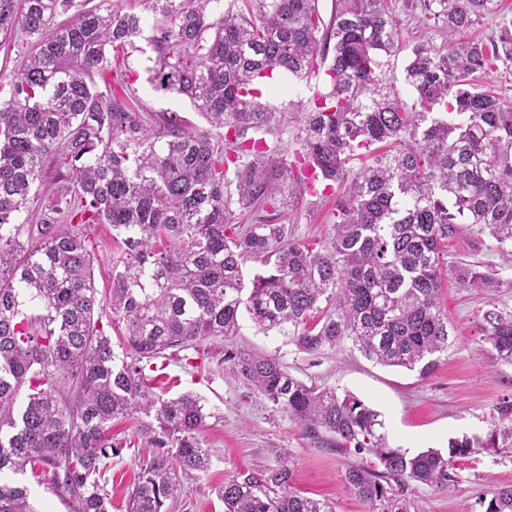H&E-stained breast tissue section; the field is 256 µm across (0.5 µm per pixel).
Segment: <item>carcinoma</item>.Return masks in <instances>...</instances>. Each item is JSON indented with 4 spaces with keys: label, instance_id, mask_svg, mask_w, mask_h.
<instances>
[{
    "label": "carcinoma",
    "instance_id": "carcinoma-1",
    "mask_svg": "<svg viewBox=\"0 0 512 512\" xmlns=\"http://www.w3.org/2000/svg\"><path fill=\"white\" fill-rule=\"evenodd\" d=\"M220 2L146 0L157 53L147 81L187 98L208 124L200 129L175 113L149 119L96 83L107 49L123 54L142 34V16L101 0L53 27L71 0H0V35L35 38L0 100V475L30 473L68 497L71 512H111L102 473L130 447L112 438V422L141 414L136 434L157 452L126 512H170L181 479L209 466L199 438L208 414L190 392L157 393L147 370L190 351L181 358L224 370L338 451L373 456L376 465L343 475L368 512H421L413 484L446 491L456 461L512 448L511 400L486 437L410 455L388 445L380 414L360 397L308 385L235 338L246 315L309 355L349 341L421 379L439 367L455 340L444 279L487 283L469 267L448 270L445 242L477 224L512 244V99L473 83L493 61L512 73V21L486 44L468 33L495 0H423L446 39L412 46L408 104L382 82L399 25L382 0H333L328 19L318 0H230L216 18ZM328 56L330 90L297 113L290 161L285 118L259 102V83L312 74ZM328 190L333 232L316 249L280 218L293 199ZM34 201L39 223H17ZM94 224L125 235L106 297L92 275ZM249 263L266 271L248 287ZM24 294L37 311L20 310ZM104 313L122 329L121 358L98 328ZM480 329L494 359L512 364V314L488 309ZM293 475L286 453L237 475L218 490L224 512H335L294 491ZM27 492L0 481V512H34ZM480 504L512 512V485Z\"/></svg>",
    "mask_w": 512,
    "mask_h": 512
}]
</instances>
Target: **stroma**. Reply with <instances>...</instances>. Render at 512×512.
<instances>
[{
    "label": "stroma",
    "instance_id": "35a3bbf8",
    "mask_svg": "<svg viewBox=\"0 0 512 512\" xmlns=\"http://www.w3.org/2000/svg\"><path fill=\"white\" fill-rule=\"evenodd\" d=\"M384 6L399 20L402 48L384 57L381 77L385 86L410 100L414 94L404 82V68L412 45L421 40L440 43L446 34L426 24L419 0H384ZM30 51L31 40L22 35L0 43V99H9L11 81ZM154 56L146 37L135 38L128 55L109 58L96 80L115 86L139 111L174 112L205 127V120L187 98L153 90L146 69ZM328 89L323 75L304 79L280 76L264 88L261 101L268 108L290 114L296 107H310L313 99ZM334 206V198L305 196L289 209L284 221L293 226L301 241H320L330 231ZM90 234L94 285L103 294L111 286L112 259L119 255L122 242L108 224L92 225ZM444 259L452 268L465 265L477 269L487 274L490 282L461 288L454 280L446 281L442 303L457 340L428 379L368 361L347 343L320 355H308L283 332L263 333L247 321L236 342L281 357L289 372L307 384L348 391L363 399L380 412L391 447L415 454L430 448L447 449L454 438L486 434L496 407L502 400L512 399V365L493 361L479 319L493 307L512 314V258L488 232L465 224L449 240ZM162 381L170 395H198L208 412L200 437L210 450V465L195 479L184 482L173 512H224L218 487L238 474L276 466L284 452L294 464V485L301 494L331 502L335 512H367V505L343 488L350 456L337 452L326 438L306 432L288 413L263 398L246 395L223 371L197 370L173 360ZM153 454L150 448H125L109 460L104 478L112 494V512H125L123 504L138 480L140 464ZM454 472L457 481L447 491L414 485L415 498L424 512H481L479 500L488 491L512 485V451H478L457 461Z\"/></svg>",
    "mask_w": 512,
    "mask_h": 512
}]
</instances>
